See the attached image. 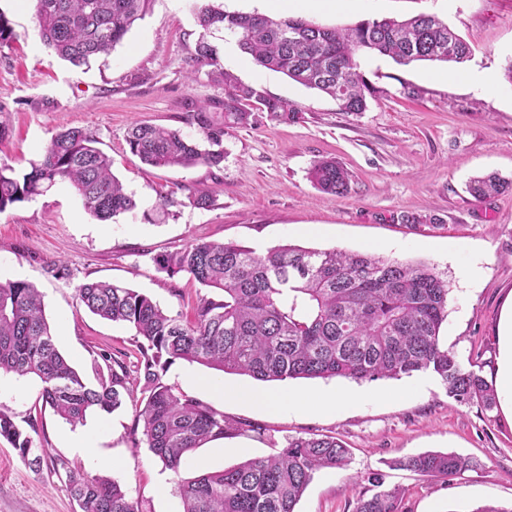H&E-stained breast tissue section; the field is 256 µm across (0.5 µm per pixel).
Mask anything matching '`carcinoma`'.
<instances>
[{
    "label": "carcinoma",
    "instance_id": "carcinoma-1",
    "mask_svg": "<svg viewBox=\"0 0 512 512\" xmlns=\"http://www.w3.org/2000/svg\"><path fill=\"white\" fill-rule=\"evenodd\" d=\"M148 0H35L39 36L48 49L74 66H88L109 54L142 15ZM203 30L194 60L215 70L224 96L185 103L192 138L179 129L137 123L126 137L130 152L156 168L217 167L224 161V136L250 124L247 102L256 100L277 121L295 122L301 114L288 102L268 98L240 84L219 67L214 32L240 36L239 47L256 65L281 73L336 101L339 110L358 115L375 89L359 71L358 54L375 53L399 65L415 61L460 64L469 44L432 15L405 20H364L339 29L302 18L229 13L194 0ZM93 132L58 131L38 159L18 173L0 164V212L67 184L89 213L106 221L136 207L112 172V158L97 147ZM319 190L344 196L350 174L336 160L315 161L309 172ZM512 191V179L495 173L468 183L472 197ZM169 277L186 276L219 296H201L193 319L162 310L149 296L115 283L89 281L78 289V304L100 318L133 326L138 345L132 433L165 468L180 475L190 453L226 435L263 438L265 429L224 414L166 384L164 373L177 360L248 376L257 381L341 377L355 381L400 378L430 370L458 402L497 405L493 385L460 364L440 343L448 318V280L424 263L339 249L315 250L280 244L257 252L233 241L186 243L153 257ZM0 372L39 378L42 404L77 425L88 413H110L129 392L124 363L96 369V384L86 383L58 350L38 290L25 281L0 283ZM0 438L10 442L29 467L41 465L44 449L5 412ZM348 449L324 434L288 438L267 456L248 458L220 472L178 484L183 512H296V505L321 469H345ZM432 481L446 483L473 468L471 459L451 451H429L391 462ZM71 495L81 512H139L121 484L103 477L66 471ZM405 490L373 478V493L355 498L354 512H403Z\"/></svg>",
    "mask_w": 512,
    "mask_h": 512
}]
</instances>
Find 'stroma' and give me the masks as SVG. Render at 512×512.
I'll list each match as a JSON object with an SVG mask.
<instances>
[{
    "instance_id": "obj_1",
    "label": "stroma",
    "mask_w": 512,
    "mask_h": 512,
    "mask_svg": "<svg viewBox=\"0 0 512 512\" xmlns=\"http://www.w3.org/2000/svg\"><path fill=\"white\" fill-rule=\"evenodd\" d=\"M225 11L301 18L328 27L362 20L437 16L471 46L463 64L414 62L359 55V70L376 92L368 108L352 116L335 101L286 76L257 66L238 46L237 36L217 33L220 64L238 82L267 97L288 101L302 113L296 123L255 112L250 125L224 138L217 167L154 168L130 153L132 123L180 129L187 100L223 94L209 65L193 60L202 33L193 0H148L112 53L75 67L40 40L33 7L0 0V12L16 38L0 48V163L28 169L53 134L65 127L92 131L112 159V171L134 210L102 221L79 197L58 184L0 213V282L25 281L43 295L45 316L61 353L87 383L95 362L108 356L135 372L140 342L125 323L103 320L78 308L77 289L88 281H110L143 292L171 315L190 316L205 290L182 276L168 277L153 258L187 242L236 241L256 249L290 243L305 248L369 250L402 261L423 262L448 281V320L441 343L462 365L478 363L494 381L497 324L512 298V192L475 200L469 179L496 172L512 179V0H356L353 7L297 10L283 0H218ZM493 72L496 85L482 91L475 77ZM335 158L351 175V190L337 197L320 192L309 178L313 162ZM199 188L214 203L190 206ZM415 216L412 224L403 223ZM476 277L463 275L467 265ZM64 267L56 276L52 266ZM206 367L175 362L167 384L232 420L269 429L270 439L233 436L204 443L181 472L191 479L283 447L288 438L326 434L350 450L347 470L315 474L297 512H353L358 493L371 491L369 476L405 490L404 512H474L512 505V416L502 408L450 398L440 378L421 371L398 379L356 382L346 378L289 379L269 383L272 391L317 395L333 389L351 403L330 412L287 410L267 413L214 396L190 383L211 376ZM33 377L9 376L0 389V410L18 425L35 420V447L45 449L41 467L24 465L0 438V512H80L67 470L118 481L140 512H183L177 489L162 495L167 472L132 433L133 399L110 413H89L71 426L40 399ZM94 433L84 454L74 436ZM430 450L454 451L477 460L476 469L454 481L433 482L402 469L394 458ZM118 467L109 468L105 459Z\"/></svg>"
}]
</instances>
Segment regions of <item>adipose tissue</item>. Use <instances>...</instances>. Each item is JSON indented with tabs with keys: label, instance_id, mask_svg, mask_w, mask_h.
<instances>
[{
	"label": "adipose tissue",
	"instance_id": "adipose-tissue-1",
	"mask_svg": "<svg viewBox=\"0 0 512 512\" xmlns=\"http://www.w3.org/2000/svg\"><path fill=\"white\" fill-rule=\"evenodd\" d=\"M498 339L500 355L496 372V386L500 395L501 407L512 414V300L503 308ZM205 387L216 395L246 403L266 412L276 413L291 405L301 411H330L346 403V396L326 391L316 396L277 392H262L250 387H224L217 379H208Z\"/></svg>",
	"mask_w": 512,
	"mask_h": 512
}]
</instances>
